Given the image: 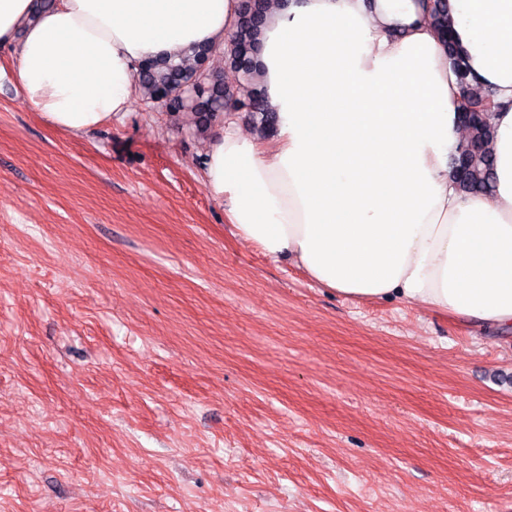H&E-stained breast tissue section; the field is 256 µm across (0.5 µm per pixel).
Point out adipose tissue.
Listing matches in <instances>:
<instances>
[{
  "mask_svg": "<svg viewBox=\"0 0 512 512\" xmlns=\"http://www.w3.org/2000/svg\"><path fill=\"white\" fill-rule=\"evenodd\" d=\"M474 94L491 95L493 189L459 192L461 89L420 0H271L255 80L278 134L224 119L205 186L233 233L315 283L512 325V0H449ZM239 0H0L13 79L54 129L128 112L149 59L225 45Z\"/></svg>",
  "mask_w": 512,
  "mask_h": 512,
  "instance_id": "ef3b65f1",
  "label": "adipose tissue"
}]
</instances>
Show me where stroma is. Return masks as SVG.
Masks as SVG:
<instances>
[{"label":"stroma","mask_w":512,"mask_h":512,"mask_svg":"<svg viewBox=\"0 0 512 512\" xmlns=\"http://www.w3.org/2000/svg\"><path fill=\"white\" fill-rule=\"evenodd\" d=\"M0 48V512H512V330L235 236L219 124L49 127Z\"/></svg>","instance_id":"obj_1"}]
</instances>
